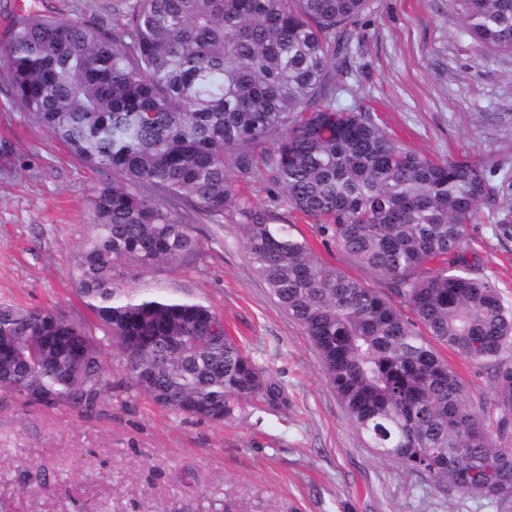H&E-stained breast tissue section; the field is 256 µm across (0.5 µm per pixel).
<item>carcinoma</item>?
I'll return each mask as SVG.
<instances>
[{
	"instance_id": "cac0c4a2",
	"label": "carcinoma",
	"mask_w": 512,
	"mask_h": 512,
	"mask_svg": "<svg viewBox=\"0 0 512 512\" xmlns=\"http://www.w3.org/2000/svg\"><path fill=\"white\" fill-rule=\"evenodd\" d=\"M486 55L512 57V0H452ZM368 0H129L112 36L77 21L19 18L0 53L15 100L85 163L112 171L89 200L73 283L91 320L0 303V390L22 404L94 407L128 387L221 422L253 402L288 410L272 371L201 302L139 288L141 273L199 253L183 201L235 224L257 274L303 329L350 420L382 457L440 492L512 509V448L432 342L491 368L512 412V308L466 261L468 228L496 204L487 169L397 142L338 96L339 39ZM266 177L278 209L240 184ZM298 213L411 309L321 261Z\"/></svg>"
}]
</instances>
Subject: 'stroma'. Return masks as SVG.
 Masks as SVG:
<instances>
[{"mask_svg": "<svg viewBox=\"0 0 512 512\" xmlns=\"http://www.w3.org/2000/svg\"><path fill=\"white\" fill-rule=\"evenodd\" d=\"M118 0H0V47L20 15L112 30ZM343 103L373 113L403 145L432 157L489 165L498 203L469 229L473 271L512 307V238L497 224L512 209V58L482 54L451 0H369L347 50ZM0 55V302L88 312L71 287L94 187L111 179L34 123L14 101ZM201 246L185 267L144 274V288L210 305L224 326L288 392L287 411L245 408L225 423L200 421L131 390L92 409L24 406L0 392V512H497L440 494L426 478L380 457L325 380L317 349L271 297L237 228L191 214ZM323 261L381 294L385 279L354 265L314 224L291 218ZM437 351L489 408L490 429L512 448V422L492 412L486 370L446 346Z\"/></svg>", "mask_w": 512, "mask_h": 512, "instance_id": "obj_1", "label": "stroma"}]
</instances>
